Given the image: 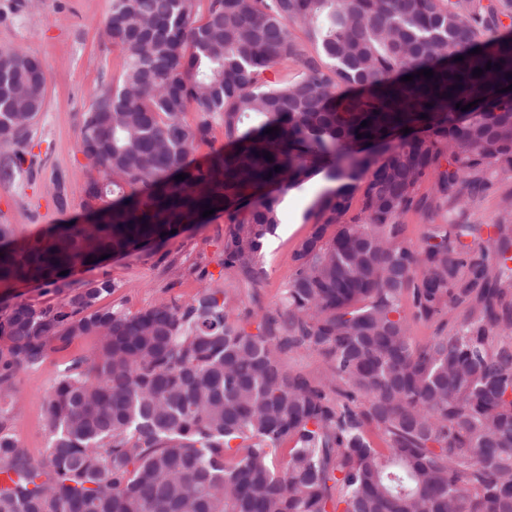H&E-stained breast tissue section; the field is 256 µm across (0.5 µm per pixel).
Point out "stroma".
I'll return each instance as SVG.
<instances>
[{"label": "stroma", "instance_id": "1", "mask_svg": "<svg viewBox=\"0 0 512 512\" xmlns=\"http://www.w3.org/2000/svg\"><path fill=\"white\" fill-rule=\"evenodd\" d=\"M109 7L110 0H0V49L15 47L33 54L47 77L45 107L30 134L41 155L26 174L0 180V217L13 224L16 245H27L54 225L83 217L87 168L78 145L79 115L90 108L97 92L111 85L123 64L119 50L102 35ZM321 188L315 178L285 196L282 222L259 259L265 272L260 285L225 271L227 226L220 215L170 238L158 250L80 266L73 277L111 279L115 288L104 305L130 313L174 298L186 301L211 286L230 289L239 315H277L293 271V251L310 230L305 214ZM507 196H512V174L494 178L468 209L467 220L495 223ZM59 300L54 288L39 282L0 285V314L19 303L44 308ZM96 344L91 336L75 338L64 350L49 353L39 370L19 375L11 427L33 461L43 459L46 392L63 363L90 355Z\"/></svg>", "mask_w": 512, "mask_h": 512}]
</instances>
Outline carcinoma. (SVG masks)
<instances>
[{"label": "carcinoma", "instance_id": "1", "mask_svg": "<svg viewBox=\"0 0 512 512\" xmlns=\"http://www.w3.org/2000/svg\"><path fill=\"white\" fill-rule=\"evenodd\" d=\"M506 19L512 0H112L123 66L79 121L95 234L18 247L0 223V284L62 295L0 315V512H512V197L486 238L459 220L512 173ZM45 95L42 63L0 49L1 176L23 171ZM216 126L228 148L194 163ZM314 177L280 318L254 332L226 289L133 314L99 305L111 280L70 279L209 207L224 270L258 285L281 196ZM77 336L97 347L46 394L36 464L6 405ZM301 350L325 377L288 368Z\"/></svg>", "mask_w": 512, "mask_h": 512}]
</instances>
